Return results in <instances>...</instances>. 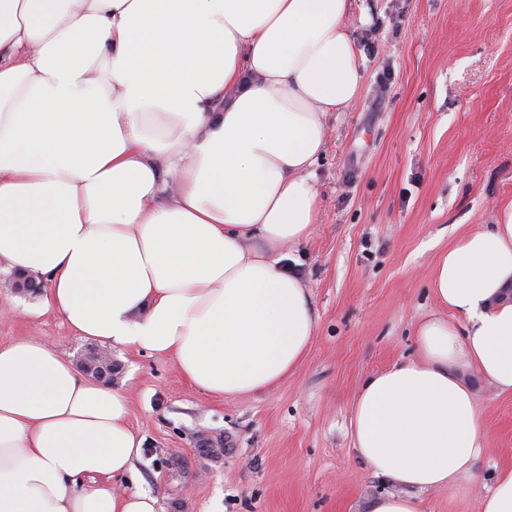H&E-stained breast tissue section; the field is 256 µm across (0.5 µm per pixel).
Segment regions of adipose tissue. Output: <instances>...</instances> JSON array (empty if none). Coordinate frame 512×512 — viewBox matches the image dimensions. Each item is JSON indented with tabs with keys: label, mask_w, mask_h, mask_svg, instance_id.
Returning a JSON list of instances; mask_svg holds the SVG:
<instances>
[{
	"label": "adipose tissue",
	"mask_w": 512,
	"mask_h": 512,
	"mask_svg": "<svg viewBox=\"0 0 512 512\" xmlns=\"http://www.w3.org/2000/svg\"><path fill=\"white\" fill-rule=\"evenodd\" d=\"M351 0H0V260L109 348L172 360L215 396L265 391L317 330L286 262L321 219L326 118L360 95ZM416 355L359 389L354 449L394 491L476 480L466 380L512 393V206L433 266ZM131 399L44 343L0 344V512H158L116 481Z\"/></svg>",
	"instance_id": "ef3b65f1"
}]
</instances>
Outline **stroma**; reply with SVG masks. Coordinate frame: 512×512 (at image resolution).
Instances as JSON below:
<instances>
[{"instance_id": "35a3bbf8", "label": "stroma", "mask_w": 512, "mask_h": 512, "mask_svg": "<svg viewBox=\"0 0 512 512\" xmlns=\"http://www.w3.org/2000/svg\"><path fill=\"white\" fill-rule=\"evenodd\" d=\"M346 29L377 52L362 58L360 97L326 119L321 222L288 250L318 316L303 363L277 387L221 398L170 359L112 353V385L144 438L136 480L158 512H365L391 491L353 450L354 398L414 356V325L437 307L438 255L512 203V0H353ZM12 277L0 262V343L78 359L90 340L45 307L47 290L15 293ZM470 382L488 428L480 481L421 493L422 512H479L494 469L512 464V395ZM202 430L222 455L196 451Z\"/></svg>"}]
</instances>
